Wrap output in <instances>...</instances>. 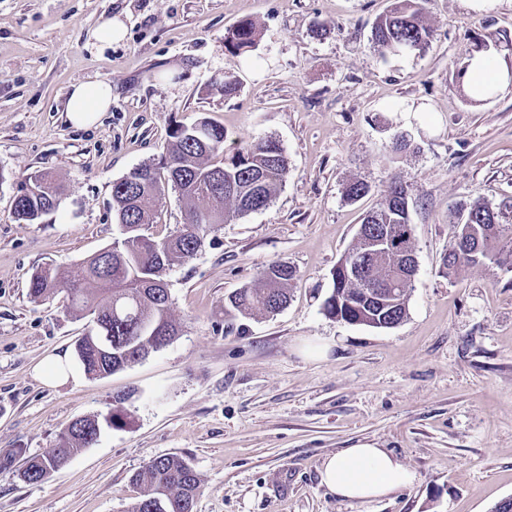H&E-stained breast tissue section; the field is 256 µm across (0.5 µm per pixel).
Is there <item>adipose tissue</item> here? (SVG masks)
I'll return each instance as SVG.
<instances>
[{
    "mask_svg": "<svg viewBox=\"0 0 512 512\" xmlns=\"http://www.w3.org/2000/svg\"><path fill=\"white\" fill-rule=\"evenodd\" d=\"M511 77V68L493 52L482 50L470 57L462 83L469 91L478 83L499 85ZM111 106L110 83H77L68 93L66 119L73 126L89 127ZM320 479L342 499L370 502L413 484L415 475L387 450L361 442L327 457L320 468Z\"/></svg>",
    "mask_w": 512,
    "mask_h": 512,
    "instance_id": "obj_1",
    "label": "adipose tissue"
}]
</instances>
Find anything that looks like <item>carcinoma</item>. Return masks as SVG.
I'll return each mask as SVG.
<instances>
[{"label": "carcinoma", "mask_w": 512, "mask_h": 512, "mask_svg": "<svg viewBox=\"0 0 512 512\" xmlns=\"http://www.w3.org/2000/svg\"><path fill=\"white\" fill-rule=\"evenodd\" d=\"M426 0H393L390 9L378 17L371 32V48L385 60L391 55L422 52L435 36L422 3ZM257 27L249 18L239 20L224 34L225 48L244 53L254 47ZM166 155L137 168L135 180L121 178L112 185V209L122 227L146 228L154 223V207L170 187L179 194L184 221L181 230L162 240L149 236L138 250L120 261L112 259L107 269L100 257L85 261L82 280L68 282L51 266L35 272L28 294L42 302L60 291L70 294L72 312L102 315L105 329L82 336L74 352L84 372L103 378L145 358L179 336L170 317V293L160 272L167 266L190 259L201 246L213 224H230L240 217L266 208L288 173V161L278 141L269 137L249 143L228 142L224 128L202 118L190 125L175 124ZM27 186L13 204L14 218L38 224L57 209L60 186L47 172H34L21 181ZM370 186L349 183L345 198L356 202L366 197ZM508 209L488 203H460L451 219L448 251L452 259L441 258L444 274L451 276L466 266L490 262L512 272V224ZM363 223L380 234L389 226L412 227L407 190L394 184L378 206L367 213ZM363 258L365 269L355 278L333 271V288L322 303L332 318L356 321L376 327L383 320L402 322L407 316L411 281L398 289L399 303L372 301L367 293L383 288L395 266L394 251L369 252L367 237L357 240L347 252ZM295 268L283 261L269 264L258 282L229 296L230 306L243 316L275 315L287 306ZM111 338L112 349H102L101 337ZM100 432L98 419L81 417L69 424L58 443L45 454L25 456L22 448L0 451V469L15 467L25 483H38L67 464L81 450L91 446ZM131 481L139 488L128 512H193L200 492L198 474L188 461L177 455L150 460Z\"/></svg>", "instance_id": "cac0c4a2"}]
</instances>
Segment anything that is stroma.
<instances>
[{
  "mask_svg": "<svg viewBox=\"0 0 512 512\" xmlns=\"http://www.w3.org/2000/svg\"><path fill=\"white\" fill-rule=\"evenodd\" d=\"M391 0H0V449L39 455L75 419L97 441L41 482L0 469V512H128L132 475L162 455L201 480L194 512H491L512 498V273L440 269L460 201L512 199V86L463 94V49L481 38L512 64V0H429L424 52L380 59L371 30ZM124 38L99 46L112 17ZM248 17L252 51L224 33ZM233 78L238 90L225 96ZM112 85L90 128L65 123L77 82ZM207 118L229 139L272 137L288 175L265 209L212 226L197 253L163 271L181 332L102 379L73 360L91 317L66 292L33 302L32 274L79 279L120 238L112 185L165 152L172 123ZM407 134L413 152H392ZM39 170L63 188L38 224L12 216ZM371 191L345 199L352 181ZM406 185L418 270L407 317L390 329L328 317L337 262L392 181ZM297 271L279 314L225 313L270 263ZM71 356L72 380L41 376ZM360 442L416 479L367 503L320 481L325 458Z\"/></svg>",
  "mask_w": 512,
  "mask_h": 512,
  "instance_id": "stroma-1",
  "label": "stroma"
}]
</instances>
